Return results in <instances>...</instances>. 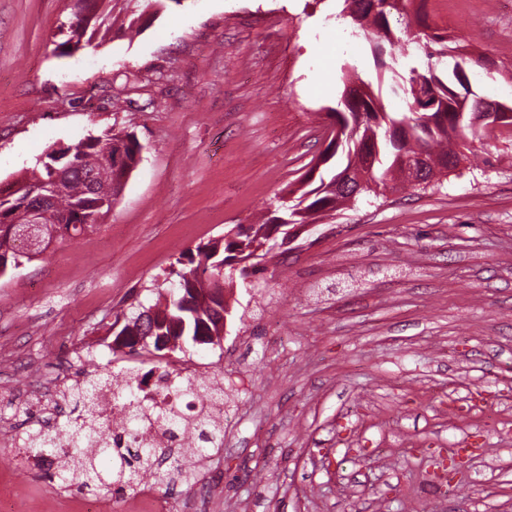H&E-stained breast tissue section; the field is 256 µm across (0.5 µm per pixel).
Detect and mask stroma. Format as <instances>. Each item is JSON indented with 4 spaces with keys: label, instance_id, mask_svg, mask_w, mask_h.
I'll list each match as a JSON object with an SVG mask.
<instances>
[{
    "label": "stroma",
    "instance_id": "stroma-1",
    "mask_svg": "<svg viewBox=\"0 0 512 512\" xmlns=\"http://www.w3.org/2000/svg\"><path fill=\"white\" fill-rule=\"evenodd\" d=\"M76 0H0V182L44 152L108 130L142 160L109 214L0 276V418H37L21 392L117 371L112 325L172 289L180 254L256 222L326 148L357 63L388 111L396 74L436 68L418 45L374 57L337 0H166L93 49L59 55ZM431 24L481 63L468 76L512 102V0H427ZM435 185L364 193L318 216L249 278L232 272L217 345L187 359L233 398L224 446L194 487L156 486L169 512H512V139ZM479 446L487 455H476ZM472 449L448 494L434 451ZM23 512H66L55 465L0 447Z\"/></svg>",
    "mask_w": 512,
    "mask_h": 512
}]
</instances>
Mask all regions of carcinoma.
<instances>
[{
  "label": "carcinoma",
  "instance_id": "cac0c4a2",
  "mask_svg": "<svg viewBox=\"0 0 512 512\" xmlns=\"http://www.w3.org/2000/svg\"><path fill=\"white\" fill-rule=\"evenodd\" d=\"M113 0H95L94 13L82 14L78 10L70 16L73 29L59 43L62 53L69 54L79 49L94 46L100 36L112 31ZM406 0H343L339 17L348 20L350 26L368 36L372 53L376 56L384 52V45L401 50L405 45L395 37L389 18L405 9ZM420 30L425 37L426 55L433 57L430 48L440 46L439 55L448 52V35L438 29L427 33L421 29L425 25L422 15L416 16ZM344 90H354L357 100L354 107L345 112L332 113L334 136L327 145L326 153L320 160L329 163L340 157L344 168H360L363 164L364 151L376 155L375 163L367 180V185L359 192L376 193L377 190L397 191L408 184L401 156H416L420 153L439 167V172L450 171L451 159H461L462 148L483 139L496 138L503 134L502 126L474 127L470 122L471 111L487 105L484 98H471L467 102L468 112L460 114L456 108L460 105L459 89L465 88L468 75L462 69L441 77L433 68L426 73L410 69L409 76L403 79L406 106L402 112H388L374 94L370 84L366 83L352 63L342 67ZM427 87L446 98L448 109L440 111H412L418 102L415 88ZM393 135H387L388 131ZM128 140L125 146V158L121 163L111 160L108 143L112 140ZM138 141L131 133L109 132L102 137H93L75 146L72 155L63 161H56L57 151L47 152L31 170L15 180L16 193L6 197L0 196V214L12 216V223H0V275L14 269L20 263L30 262L45 252L52 240L71 241L95 226L96 216L106 215L111 208V186L126 178L136 168L135 160ZM71 164L66 177V190L55 201L56 209L75 216V224H46L42 230L43 245L32 251L25 247L20 238V231L26 226V212L21 210V200L33 190H42L49 184L53 169L64 164ZM318 176L317 185L309 190H291L294 196L290 202H283L280 210L282 217L290 224H305L315 214L337 210L339 206L353 198L351 192H338L333 188L336 175L325 178L310 169L301 179L300 184L310 182ZM278 230L275 219L267 216L261 222L250 225V232L236 233V239L226 238L209 242L197 247V255H187V260L178 257L177 267L170 274L178 278L180 286L192 284V288L201 299L197 302L194 313L182 312L179 297L157 301L149 307L125 317L120 331L128 326L136 329V335L148 336L152 326L168 324L171 336H180L182 340L192 343L202 341L204 345L212 344L210 336L223 332L221 315L212 306L205 290L217 287V280L224 279V264L236 258L238 251L247 250L245 257L254 251L250 247L262 246L269 241L271 233ZM144 383L138 370L125 373L118 382L116 401L120 407H128L121 431L112 434V447L95 448L98 442V430L94 416L96 383L91 381L75 382L66 388L63 399L79 411L81 422L67 424L64 430L70 435L73 447L57 462V478L63 484L77 486L80 490H97L110 488L120 495L140 484L146 475L155 483L169 486L178 481L194 484L197 482V468L187 467L179 457L191 452V456L201 460L212 448H220L224 443V427L217 421L209 403L226 404L228 397L224 392V378L215 375L210 384L203 387L194 385L192 379L181 381L184 390L199 395L207 403L204 411L194 419L197 432V447L175 451L161 441H148L140 436L143 422L147 421L167 433L182 425V417L171 407L142 406L137 403L136 384ZM111 456L116 459L112 470L104 472L98 467V458Z\"/></svg>",
  "mask_w": 512,
  "mask_h": 512
}]
</instances>
